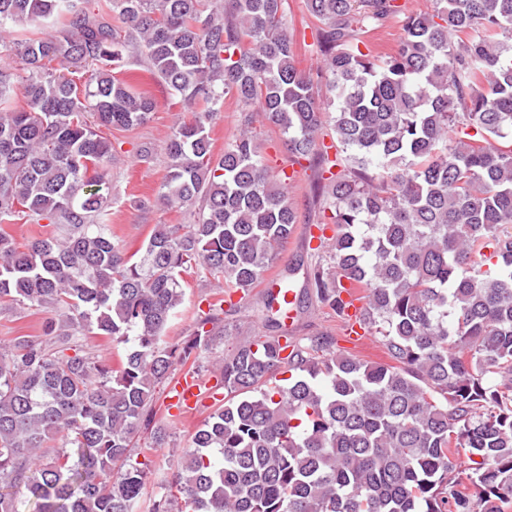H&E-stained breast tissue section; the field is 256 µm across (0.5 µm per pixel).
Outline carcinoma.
<instances>
[{"label":"carcinoma","instance_id":"cac0c4a2","mask_svg":"<svg viewBox=\"0 0 512 512\" xmlns=\"http://www.w3.org/2000/svg\"><path fill=\"white\" fill-rule=\"evenodd\" d=\"M305 0L323 67H298L288 0H0V31L34 24L0 71V304L44 310L42 338L0 352V512H135L160 448L157 389L207 369L237 307L293 237L288 174L259 158L253 113L293 162L315 168L329 259L283 279L262 314L276 334L239 335L219 372L224 398L191 436L148 512H512V0ZM402 16L396 48L362 36ZM126 25L121 35L112 17ZM193 117L169 135L167 208L128 253L104 223L112 142L155 97L118 69L127 48ZM240 128L213 154L227 97ZM220 296L193 332H166L186 277ZM315 296L376 334L387 360L296 336L279 317ZM87 331L111 365L65 351Z\"/></svg>","mask_w":512,"mask_h":512}]
</instances>
